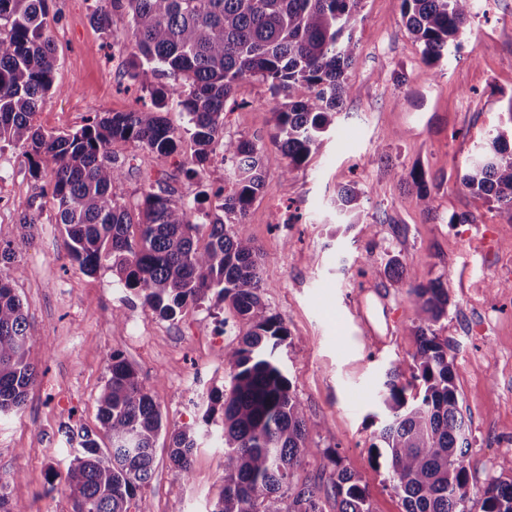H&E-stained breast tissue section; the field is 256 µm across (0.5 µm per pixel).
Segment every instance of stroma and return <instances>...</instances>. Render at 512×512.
Here are the masks:
<instances>
[{"label": "stroma", "mask_w": 512, "mask_h": 512, "mask_svg": "<svg viewBox=\"0 0 512 512\" xmlns=\"http://www.w3.org/2000/svg\"><path fill=\"white\" fill-rule=\"evenodd\" d=\"M94 6L48 0L57 67L34 117L43 132H73L90 115L145 103L125 73L127 17L112 14L106 32L91 18ZM362 14L350 91L320 152L286 177L270 166L245 219L260 250L262 302L288 329L278 353L308 418L313 450L295 478L319 485L324 512H337L334 452L367 487L374 512H404L386 466L370 460L386 417L387 374L410 364L417 348L413 298L387 267L396 258L412 282L438 279L448 290V315L435 331L451 347L468 425L465 506L481 512L489 479L512 476V221L496 204L474 199L460 177L512 107V0H472L471 35L427 80L400 0H363ZM279 103L266 83L243 79L226 104L225 137L276 154ZM162 115L183 136L178 154L162 160L113 142L123 164L113 191L134 208L148 189L170 188L174 198L198 202L197 221L205 223L219 211L213 189L223 184L226 165L216 152L202 178L190 176L196 162L188 117L175 100ZM391 130L401 138H388ZM415 169L427 178L431 210L406 184ZM346 185L358 193L350 211L336 206ZM26 212L39 213V224H21ZM56 214L47 180L32 177L25 148L0 146V227L15 251L14 287L37 371L25 406L0 417V482L9 501L31 512H72L63 483L73 455L67 435L100 432L97 399L117 351L138 370L167 431H198L186 482L169 461L167 436L159 437L155 472L141 491L151 512H210L222 485L224 450L215 437L223 412L205 411L209 394L224 389V353L246 325L212 298L167 320L108 266L82 272L67 254Z\"/></svg>", "instance_id": "1"}]
</instances>
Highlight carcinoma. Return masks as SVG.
<instances>
[{"mask_svg":"<svg viewBox=\"0 0 512 512\" xmlns=\"http://www.w3.org/2000/svg\"><path fill=\"white\" fill-rule=\"evenodd\" d=\"M47 2L0 0V143L27 148L35 177L42 163H52L56 223L81 270L108 264L163 318L212 295L249 326L224 353V391L208 397L205 418L218 403L224 412L218 433L224 474L211 512H323L319 487L293 481L311 450L307 419L277 354L288 331L266 314L259 253L244 224L273 158L253 142L224 138V105L246 77L270 83L283 97L274 112L281 175L317 154L349 91L362 0H108L107 6L98 0L92 18L103 29L113 10L130 17L126 75L149 94L151 105L97 114L81 129L59 134L33 123L53 88L57 63ZM469 2L401 0L405 25L422 47L424 77H432V68L470 32ZM175 97L189 117L197 164L218 144L231 162L223 215L207 224L196 223L190 204L165 191H147L135 211L113 193L122 175L113 141L133 142L161 159L177 151L179 136L161 116ZM510 135L512 125L490 136L461 184L512 221ZM409 178L419 201L430 207L425 174L415 170ZM204 230L209 242L200 249L195 238ZM390 269L398 285L407 284L399 260H391ZM12 280L13 274L0 273V414L20 410L36 378L27 359V316ZM409 293L418 320L410 370L421 388L407 396L398 383L403 367H393L383 398L388 418L378 435L382 446L372 445L374 459H384L405 512H465L468 438L454 357L434 330L448 314V291L432 280L409 285ZM109 373L98 397L109 446L81 431L64 487L73 512H150L138 492L152 478L162 413L121 353H112ZM196 448L192 428L170 432L169 459L182 480L191 476ZM332 491L339 512H373L366 486L347 468L336 466ZM481 510L512 512V479H490Z\"/></svg>","mask_w":512,"mask_h":512,"instance_id":"obj_1","label":"carcinoma"}]
</instances>
